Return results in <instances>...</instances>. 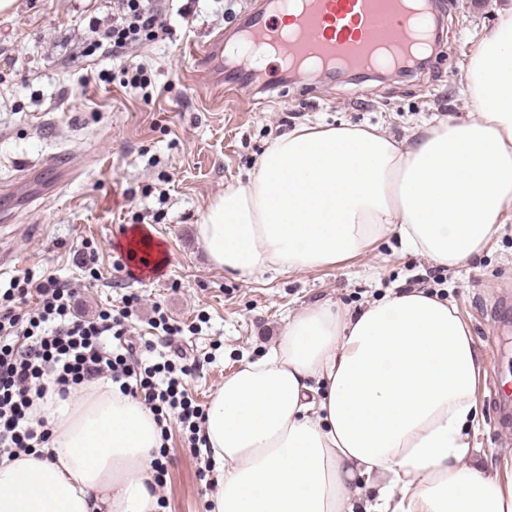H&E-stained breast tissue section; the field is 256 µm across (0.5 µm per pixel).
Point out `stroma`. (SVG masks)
<instances>
[{
    "label": "stroma",
    "mask_w": 512,
    "mask_h": 512,
    "mask_svg": "<svg viewBox=\"0 0 512 512\" xmlns=\"http://www.w3.org/2000/svg\"><path fill=\"white\" fill-rule=\"evenodd\" d=\"M502 2L437 0L443 51L424 72L385 82L286 81L270 93L243 80L228 95L217 86L218 72L198 68L185 51L219 33L235 40L245 12L261 0H200L186 19L178 14L186 0H168L173 39L127 53L161 90L148 102L116 81L79 83L87 68L113 67L83 53L90 23L110 22L113 0H17L0 13V186L60 153L68 154L72 176L50 196L14 198V219L0 216V254L13 257L0 281L31 269L82 285L77 309L87 316L138 294L130 324L141 334L154 304H162L184 327L172 349L202 366L185 387L203 405L240 360L278 342L288 313L326 301L354 311L425 285L456 306L477 341L487 371L477 393L484 418L468 433L488 465L498 467L512 456V320L497 323L491 314L501 300L512 301V224L492 248L450 269L407 253L389 236L334 267L249 279L215 268L195 228L204 208L227 186L246 181L269 141L291 127L351 123L401 138L434 114L461 113V65L494 26ZM137 224L150 225L167 250L158 279L136 282L114 266V245ZM87 240L100 247L94 280L74 256ZM167 446L162 512H209L210 489L197 477L200 463L186 434L172 428Z\"/></svg>",
    "instance_id": "1"
}]
</instances>
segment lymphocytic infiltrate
Masks as SVG:
<instances>
[{
    "label": "lymphocytic infiltrate",
    "instance_id": "lymphocytic-infiltrate-1",
    "mask_svg": "<svg viewBox=\"0 0 512 512\" xmlns=\"http://www.w3.org/2000/svg\"><path fill=\"white\" fill-rule=\"evenodd\" d=\"M114 6L112 23L91 25V49L121 61V84L149 98L152 81L146 68L123 59L128 46L171 34L168 14L157 0H114ZM77 295L70 282L28 271L0 289V456L49 447L51 424L33 411L48 390L65 397L101 379L118 383L124 395L139 400L162 433H169L173 422L188 430L191 449H198L204 410L183 385L198 374V363L151 362L148 355L156 346L150 340L143 343L142 358L130 342L121 352L108 349V339L125 336L129 308L138 295H129L124 308L101 310L92 320L75 314Z\"/></svg>",
    "mask_w": 512,
    "mask_h": 512
}]
</instances>
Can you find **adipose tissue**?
<instances>
[{
  "label": "adipose tissue",
  "instance_id": "obj_1",
  "mask_svg": "<svg viewBox=\"0 0 512 512\" xmlns=\"http://www.w3.org/2000/svg\"><path fill=\"white\" fill-rule=\"evenodd\" d=\"M469 110L398 139L377 127L300 125L202 213L211 263L251 278L333 266L397 236L454 267L512 223V0L461 74ZM485 365L456 307L426 288L357 312L288 315L263 357L211 397L210 512H512V466L490 469L466 425ZM50 457L0 459V512H156L160 430L100 381L37 407Z\"/></svg>",
  "mask_w": 512,
  "mask_h": 512
}]
</instances>
